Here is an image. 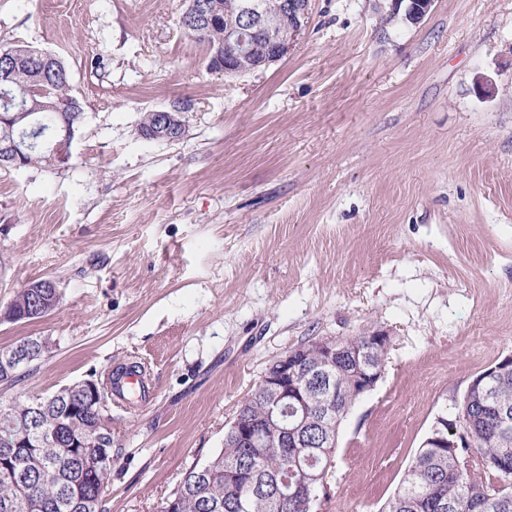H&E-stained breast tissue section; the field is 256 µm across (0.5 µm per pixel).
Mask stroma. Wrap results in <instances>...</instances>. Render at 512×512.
Instances as JSON below:
<instances>
[{
	"label": "stroma",
	"instance_id": "obj_1",
	"mask_svg": "<svg viewBox=\"0 0 512 512\" xmlns=\"http://www.w3.org/2000/svg\"><path fill=\"white\" fill-rule=\"evenodd\" d=\"M187 6L0 0V48L58 55L84 112L67 165L0 167V310L43 276L61 293L0 320V350L51 343L0 400L146 364L148 406L112 411L102 510L158 512L275 358L382 330L385 374L316 506L378 512L432 424L512 356V0H436L409 27L310 0L288 57L232 78L180 29ZM181 101L183 140L139 135ZM41 281L31 282L27 285V288L37 295H48L49 293L45 291L46 288H55L54 283L49 284L48 282H43L42 280L54 281L52 278H43L38 279ZM27 288H23L20 291H17L13 297L11 298L9 304L7 305V310L4 313V320L9 322H27L38 319L40 317L47 316L56 310H58L60 305L61 294L55 300L53 304H51V309L49 311L45 310L41 313V311L36 306V300L33 297V293L28 291Z\"/></svg>",
	"mask_w": 512,
	"mask_h": 512
}]
</instances>
